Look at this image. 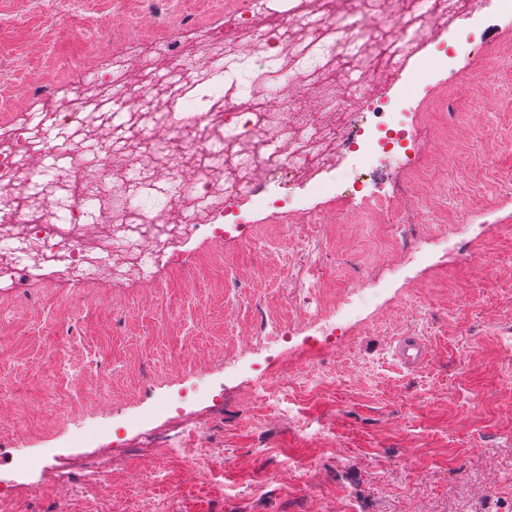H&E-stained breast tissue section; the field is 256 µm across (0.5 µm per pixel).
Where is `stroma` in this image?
Segmentation results:
<instances>
[{
	"mask_svg": "<svg viewBox=\"0 0 512 512\" xmlns=\"http://www.w3.org/2000/svg\"><path fill=\"white\" fill-rule=\"evenodd\" d=\"M224 3L0 0V120L33 114L55 134L51 99L93 82L105 56L120 59L121 84L171 41L196 66L197 30L224 23ZM437 54L390 83L411 94L419 166L379 167L373 202L298 184L288 208L251 207L223 241H187L156 288L77 289L48 267L0 278V431L35 459L74 464L98 452L92 432L124 436L199 385L224 395L185 406L217 433L196 451L208 477L159 449L124 450L91 497L111 512H512V18L462 21L447 67L432 68ZM490 54L497 67L474 81ZM385 199L400 205L382 210ZM310 213L313 244L293 251L283 227ZM462 222L485 231L407 262V239ZM357 290L335 346L277 339ZM403 336L425 342L420 368L396 358ZM61 344L63 360L48 352ZM57 505L84 512L24 477L15 512Z\"/></svg>",
	"mask_w": 512,
	"mask_h": 512,
	"instance_id": "1",
	"label": "stroma"
}]
</instances>
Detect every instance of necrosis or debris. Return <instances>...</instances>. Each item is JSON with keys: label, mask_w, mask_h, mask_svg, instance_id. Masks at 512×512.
Here are the masks:
<instances>
[{"label": "necrosis or debris", "mask_w": 512, "mask_h": 512, "mask_svg": "<svg viewBox=\"0 0 512 512\" xmlns=\"http://www.w3.org/2000/svg\"><path fill=\"white\" fill-rule=\"evenodd\" d=\"M398 2L347 0L340 14L334 0H306L304 10L263 24L266 0H241L233 35L220 26L204 28L199 52L213 61L226 59L227 48L243 39L251 44L249 73L274 69L285 52L304 85L327 86L328 72H335L351 93L337 95L325 114L302 109L296 94L277 97L272 106L262 99L242 105L229 93L215 100L210 65L193 71L186 92L150 78L118 88L113 61H101L90 88L50 115L55 126L75 127L82 140L101 146V176L72 183L66 219L57 217L56 178L36 195L18 166L32 151L28 125L11 123L0 136V275L52 261L57 276L76 285L94 272L152 288L150 268L178 257L199 230L222 240L225 216L267 202L272 188H292L352 154L358 161L353 180L366 182L375 171L374 132L384 131L388 145L408 137L390 123L402 110L383 89L386 76L424 47L445 43L451 27L487 5L512 16V0H407L404 11ZM114 108L126 120L112 141ZM87 111L91 119L77 123ZM95 201L101 218L90 224L85 205ZM139 442L174 449L190 464L191 447H211L213 433L208 423L195 422L178 431H144ZM45 470L54 483L77 488L107 467L91 455L78 468L56 459Z\"/></svg>", "instance_id": "obj_1"}]
</instances>
